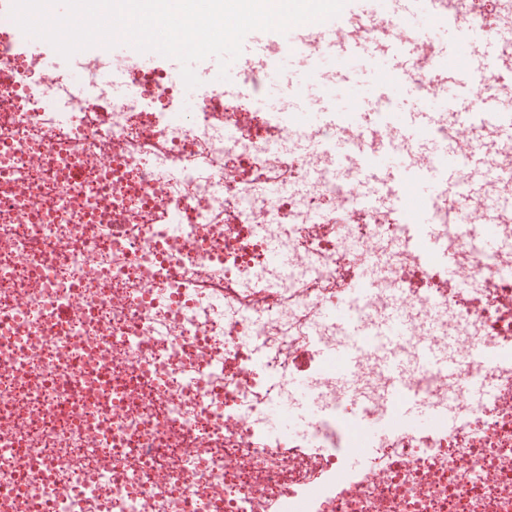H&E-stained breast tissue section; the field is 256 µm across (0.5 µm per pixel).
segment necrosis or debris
I'll list each match as a JSON object with an SVG mask.
<instances>
[{
    "label": "necrosis or debris",
    "mask_w": 512,
    "mask_h": 512,
    "mask_svg": "<svg viewBox=\"0 0 512 512\" xmlns=\"http://www.w3.org/2000/svg\"><path fill=\"white\" fill-rule=\"evenodd\" d=\"M41 59L0 14V512H512V191L491 174L456 215L433 205L452 285L390 199L360 202L383 129L271 111L251 72L183 113L165 69L88 63L76 83ZM360 276L357 317L404 336L361 348L346 386L325 310ZM391 358L436 426L391 424ZM299 375L312 408L282 435L270 411Z\"/></svg>",
    "instance_id": "obj_1"
}]
</instances>
